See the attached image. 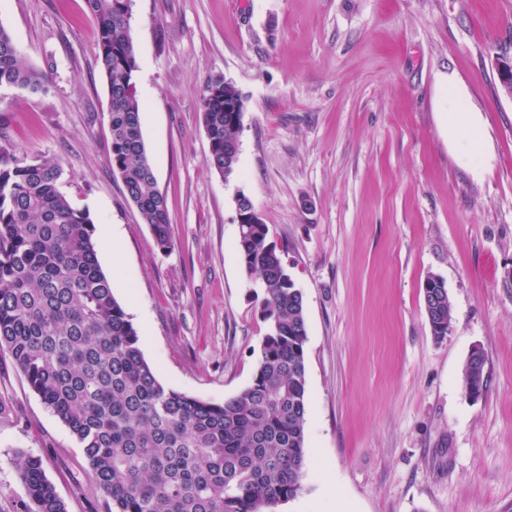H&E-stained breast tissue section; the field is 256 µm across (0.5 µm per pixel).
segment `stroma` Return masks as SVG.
I'll list each match as a JSON object with an SVG mask.
<instances>
[{
  "instance_id": "obj_1",
  "label": "stroma",
  "mask_w": 512,
  "mask_h": 512,
  "mask_svg": "<svg viewBox=\"0 0 512 512\" xmlns=\"http://www.w3.org/2000/svg\"><path fill=\"white\" fill-rule=\"evenodd\" d=\"M143 135L174 246L160 251L110 163L108 96L84 0H0V26L48 90L0 86V145L57 159L145 359L169 388H246L267 332L239 256L245 193L305 303L309 463L276 512H512V0H134ZM244 103L237 172L205 163L199 98ZM455 76L488 132L472 178L448 146ZM452 324L434 338L428 275ZM486 356L487 388L462 369ZM0 512H24L17 454L41 458L67 512H109L84 450L0 354ZM463 385L464 390L468 389L475 397L485 391L487 376L485 373V358L482 352L475 350L466 360L463 368Z\"/></svg>"
}]
</instances>
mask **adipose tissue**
Returning a JSON list of instances; mask_svg holds the SVG:
<instances>
[{
	"label": "adipose tissue",
	"mask_w": 512,
	"mask_h": 512,
	"mask_svg": "<svg viewBox=\"0 0 512 512\" xmlns=\"http://www.w3.org/2000/svg\"><path fill=\"white\" fill-rule=\"evenodd\" d=\"M448 138L456 143L471 172L480 174L486 146L484 126L472 111L464 89L453 77L448 80Z\"/></svg>",
	"instance_id": "obj_1"
}]
</instances>
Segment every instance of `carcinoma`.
<instances>
[{"mask_svg": "<svg viewBox=\"0 0 512 512\" xmlns=\"http://www.w3.org/2000/svg\"><path fill=\"white\" fill-rule=\"evenodd\" d=\"M98 24L96 61L109 98L111 165L127 200L160 250L172 247L167 200L158 188L136 93L132 15L124 0H85ZM47 91L44 75L0 26V85ZM240 92L223 77L203 86L200 109L209 168L237 171ZM53 158L29 160L0 146V351L84 448L110 512H272L301 489L305 446L307 338L303 294L269 240L261 216L239 225L243 269L263 288L267 322L250 384L222 403L164 386L144 358L141 336L103 272L89 210L61 190ZM435 338L451 325L448 289L424 296ZM464 389L487 386L473 351ZM25 512H66L42 460H15Z\"/></svg>", "mask_w": 512, "mask_h": 512, "instance_id": "1", "label": "carcinoma"}]
</instances>
